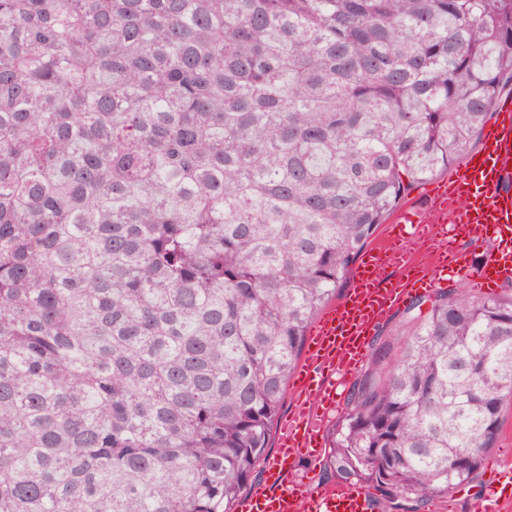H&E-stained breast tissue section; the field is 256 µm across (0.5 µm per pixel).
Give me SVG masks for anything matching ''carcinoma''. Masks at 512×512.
Wrapping results in <instances>:
<instances>
[{
    "label": "carcinoma",
    "instance_id": "obj_1",
    "mask_svg": "<svg viewBox=\"0 0 512 512\" xmlns=\"http://www.w3.org/2000/svg\"><path fill=\"white\" fill-rule=\"evenodd\" d=\"M512 87V0H0V512H231L319 310ZM373 340L329 467L419 505L512 400V280Z\"/></svg>",
    "mask_w": 512,
    "mask_h": 512
}]
</instances>
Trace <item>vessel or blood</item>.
<instances>
[{
    "label": "vessel or blood",
    "mask_w": 512,
    "mask_h": 512,
    "mask_svg": "<svg viewBox=\"0 0 512 512\" xmlns=\"http://www.w3.org/2000/svg\"><path fill=\"white\" fill-rule=\"evenodd\" d=\"M426 211L406 210L364 254L346 297L317 322L294 384L300 398L281 426L276 454L266 463L267 482L239 504L240 512H370L361 487L339 486L310 495L288 473L301 449L319 454L321 419L336 404V378L352 374L366 339L390 313L431 290L446 276L482 292L512 278V100L500 101L482 133V147L458 174L428 189ZM490 244L474 265L464 244Z\"/></svg>",
    "instance_id": "vessel-or-blood-1"
}]
</instances>
